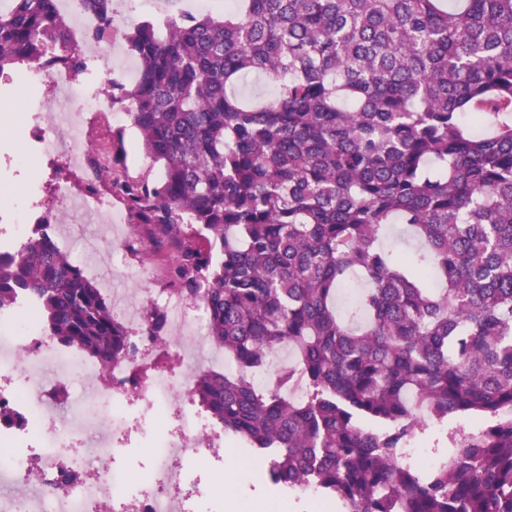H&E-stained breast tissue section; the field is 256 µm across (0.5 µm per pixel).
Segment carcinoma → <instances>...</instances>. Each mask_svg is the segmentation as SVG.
<instances>
[{
  "label": "carcinoma",
  "instance_id": "carcinoma-1",
  "mask_svg": "<svg viewBox=\"0 0 512 512\" xmlns=\"http://www.w3.org/2000/svg\"><path fill=\"white\" fill-rule=\"evenodd\" d=\"M59 0L0 11V79L87 64ZM114 24L112 0H78ZM139 60L131 123L159 180L112 182L148 240L178 251L171 285L204 310L235 371L191 394L268 460L275 486L315 484L342 512H512V0H232L125 34ZM272 77L247 100L243 74ZM124 157L112 132L111 168ZM419 242L397 259L381 238ZM0 258V311L104 369L135 347L51 225ZM353 277L366 280L351 299ZM142 335L167 323L144 314ZM288 349L263 390L252 377ZM300 382L305 395L289 394ZM448 430L437 466L404 448L418 411Z\"/></svg>",
  "mask_w": 512,
  "mask_h": 512
}]
</instances>
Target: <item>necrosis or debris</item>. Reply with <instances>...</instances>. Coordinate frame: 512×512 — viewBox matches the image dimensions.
<instances>
[{
	"instance_id": "4bbe7bcc",
	"label": "necrosis or debris",
	"mask_w": 512,
	"mask_h": 512,
	"mask_svg": "<svg viewBox=\"0 0 512 512\" xmlns=\"http://www.w3.org/2000/svg\"><path fill=\"white\" fill-rule=\"evenodd\" d=\"M33 305L20 301L8 318H0V334L7 335L14 351L0 362V472L14 482L31 485L29 493L0 492V512H219L221 502L187 468L199 455L223 458L224 434L208 429L199 416L181 418L171 426L173 412L166 394L171 389L189 392L190 364L166 381L142 378L157 348H172V337L158 346L138 347L130 357L112 365V382L72 402L67 394L72 378L86 381L96 373L80 351L52 349L34 335L26 315ZM61 371L51 388H43L41 371L47 363ZM103 424L96 460L83 466L80 483L65 475L73 465L67 450L73 442V416ZM140 432L153 442L156 458L144 471L116 469L110 461L118 452L117 435Z\"/></svg>"
}]
</instances>
